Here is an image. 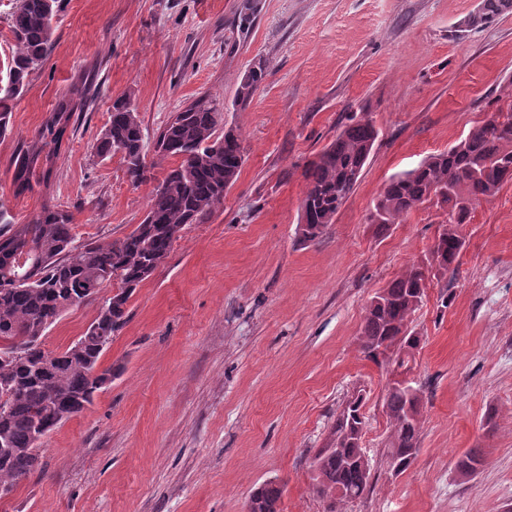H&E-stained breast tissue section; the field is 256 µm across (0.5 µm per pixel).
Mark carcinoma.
Instances as JSON below:
<instances>
[{
	"instance_id": "obj_1",
	"label": "carcinoma",
	"mask_w": 512,
	"mask_h": 512,
	"mask_svg": "<svg viewBox=\"0 0 512 512\" xmlns=\"http://www.w3.org/2000/svg\"><path fill=\"white\" fill-rule=\"evenodd\" d=\"M62 0H16L11 15L12 53L7 63V84L0 85V138L11 131L8 101L24 94L29 76L42 66L51 49L53 20ZM478 25L512 13V0H479ZM263 63L251 67L238 88L235 105L249 103L265 81ZM75 105L69 98L46 118L38 141L17 154L15 184L22 193L30 174L42 168L43 179L52 173ZM224 106L201 96L175 114L156 136L154 152L173 163L151 193L143 220L122 239L108 244L74 241L70 216L49 206L27 224H14L0 205V271L11 279L0 282V337L26 344L27 357L0 361V486L17 488L39 466L44 443L39 428L60 425L57 416L71 418L92 405L99 392L122 372L114 364L95 384L88 373L101 364L103 341L126 323L127 303L136 288L165 260L181 230L206 224L224 203V194L236 182L244 164L238 134L219 132ZM373 120L351 121L310 160L303 177L307 191L302 200L299 235L313 241L330 224L353 192L378 139ZM106 158L121 154L134 184L153 179L146 163L144 133L137 109L126 101L112 106L110 120L96 147ZM512 182V104L478 122L448 150L425 159L416 168L398 173L384 186L369 222L387 232L415 206L426 201L443 210L444 225L431 255L435 270L416 267L375 293L367 307L359 341L366 357L377 360L382 347H396L407 355L418 350L421 337L409 329L411 315L422 305L431 278L456 269L465 240L459 227L470 221L475 206L496 196ZM120 280L118 291L106 300L83 333L61 352L46 351L40 340L71 299L89 301L98 291ZM363 397L349 401L336 414L331 444L315 456V491L326 500V512H344V506L370 488L372 467L360 441L359 418ZM420 390L408 385L387 389L386 413L391 431L386 450L389 467L404 472L419 451L422 415ZM482 450L472 448L458 461L464 475L472 474ZM281 487L268 481L256 488L246 512H280Z\"/></svg>"
}]
</instances>
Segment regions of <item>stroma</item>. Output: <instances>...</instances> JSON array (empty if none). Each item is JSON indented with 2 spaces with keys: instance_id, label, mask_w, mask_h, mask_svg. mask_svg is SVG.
Segmentation results:
<instances>
[{
  "instance_id": "1",
  "label": "stroma",
  "mask_w": 512,
  "mask_h": 512,
  "mask_svg": "<svg viewBox=\"0 0 512 512\" xmlns=\"http://www.w3.org/2000/svg\"><path fill=\"white\" fill-rule=\"evenodd\" d=\"M245 2L65 0L11 103L0 204L17 224L47 203L67 211L78 246L124 238L153 190L120 155H95L116 100L136 106L151 143L195 99H216L246 161L209 223L186 226L130 298L102 359L120 376L51 432L41 470L0 512H246L267 481L283 488L281 512H324L314 456L356 395L372 485L347 512H512V182L461 226L457 271L430 282L410 319L423 409L419 452L398 475L383 456L391 368L359 344L375 292L428 258L444 219L425 204L381 234L369 213L392 175L512 103V14L463 33L478 0H253L246 27ZM258 61L268 75L236 106ZM76 87L50 182L16 194L14 158ZM366 115L379 137L353 194L302 241L305 163ZM115 290L64 311L43 349L75 341ZM472 448L482 462L464 477Z\"/></svg>"
}]
</instances>
